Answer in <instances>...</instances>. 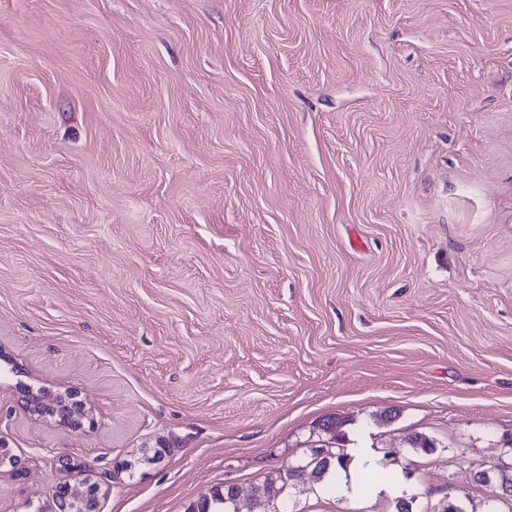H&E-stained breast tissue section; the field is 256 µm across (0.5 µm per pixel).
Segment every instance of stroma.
Segmentation results:
<instances>
[{"label": "stroma", "mask_w": 512, "mask_h": 512, "mask_svg": "<svg viewBox=\"0 0 512 512\" xmlns=\"http://www.w3.org/2000/svg\"><path fill=\"white\" fill-rule=\"evenodd\" d=\"M330 416L414 512L512 468V0H0V512L245 497Z\"/></svg>", "instance_id": "35a3bbf8"}]
</instances>
